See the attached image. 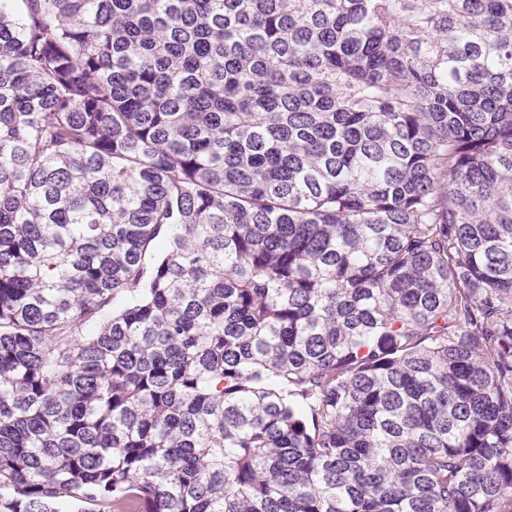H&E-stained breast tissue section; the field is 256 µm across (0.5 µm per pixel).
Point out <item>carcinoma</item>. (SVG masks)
<instances>
[{
  "label": "carcinoma",
  "instance_id": "1",
  "mask_svg": "<svg viewBox=\"0 0 512 512\" xmlns=\"http://www.w3.org/2000/svg\"><path fill=\"white\" fill-rule=\"evenodd\" d=\"M512 512V0H0V512Z\"/></svg>",
  "mask_w": 512,
  "mask_h": 512
}]
</instances>
